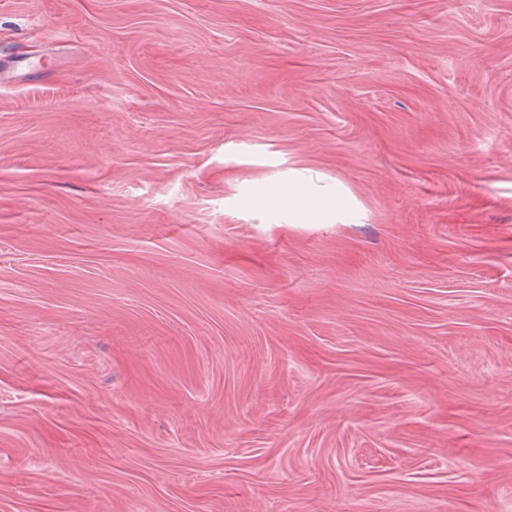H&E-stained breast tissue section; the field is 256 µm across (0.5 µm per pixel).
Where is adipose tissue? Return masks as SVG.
Segmentation results:
<instances>
[{
    "mask_svg": "<svg viewBox=\"0 0 512 512\" xmlns=\"http://www.w3.org/2000/svg\"><path fill=\"white\" fill-rule=\"evenodd\" d=\"M236 205L260 224H359L365 212L340 182L322 173L291 168L276 184H261L241 194Z\"/></svg>",
    "mask_w": 512,
    "mask_h": 512,
    "instance_id": "adipose-tissue-1",
    "label": "adipose tissue"
}]
</instances>
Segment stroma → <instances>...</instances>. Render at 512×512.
Here are the masks:
<instances>
[{
    "instance_id": "1",
    "label": "stroma",
    "mask_w": 512,
    "mask_h": 512,
    "mask_svg": "<svg viewBox=\"0 0 512 512\" xmlns=\"http://www.w3.org/2000/svg\"><path fill=\"white\" fill-rule=\"evenodd\" d=\"M0 512H512V0H0ZM315 170L288 168V177L262 183L241 194L235 204L258 224H361L365 212L336 179L325 182Z\"/></svg>"
}]
</instances>
